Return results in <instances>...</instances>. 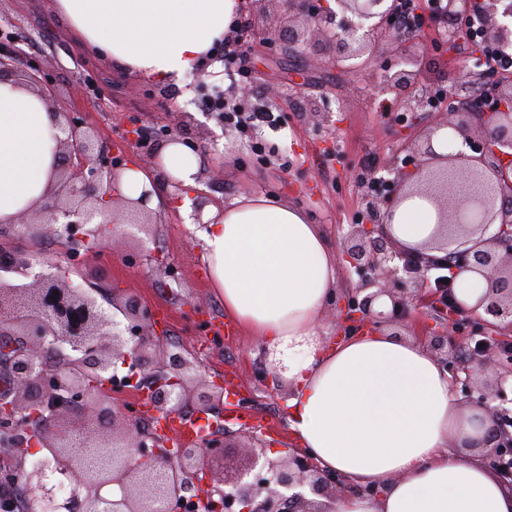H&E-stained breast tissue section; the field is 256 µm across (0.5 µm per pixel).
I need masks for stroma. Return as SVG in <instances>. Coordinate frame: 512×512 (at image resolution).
<instances>
[{"mask_svg":"<svg viewBox=\"0 0 512 512\" xmlns=\"http://www.w3.org/2000/svg\"><path fill=\"white\" fill-rule=\"evenodd\" d=\"M246 15L258 38L246 56L253 91L240 104L246 109L265 104L283 115L278 128L262 134L265 152L260 162L250 158L248 135L225 124L219 113L197 106L203 93L217 89L231 94L238 83L228 76L197 70L177 89L122 75L82 49L55 0H0V34L16 41L22 66L45 73L56 98L78 121L94 125L104 153L151 169L156 141L141 140L130 148L127 132L152 128L158 138L177 132L206 149L198 182L206 206L220 208L249 193L280 198L304 211L320 226L336 257V288L318 323L319 332L335 342L346 336L336 325V311L361 284L360 273L345 257L344 235L355 214L366 209L362 160L370 157L378 165L391 162L406 169L422 131L470 105L469 94L482 78V66L462 29L450 33L439 25L427 30L424 41L407 38L409 53L427 52L413 95L426 100L439 88L449 91L444 107L410 112L379 86L384 67L395 66L394 58H379L370 69L350 74L336 63L328 45L284 56L271 44L285 23L279 4L248 0ZM461 68L468 78L450 87L448 74ZM275 88L283 91L282 99H273ZM390 103L395 106L391 112L386 109ZM150 220L159 260L127 257L100 243L76 252L59 246L45 258L79 270L83 287L98 286L107 296H131L153 307L163 313L166 329L194 348H211L210 357L200 361L207 379L234 384L253 423L266 427L271 448L298 447L288 424V387L262 382L264 357L257 340L210 307L218 293L209 284L197 245L198 224L188 223L172 207L151 212ZM161 283L170 285L169 296L155 293Z\"/></svg>","mask_w":512,"mask_h":512,"instance_id":"stroma-1","label":"stroma"}]
</instances>
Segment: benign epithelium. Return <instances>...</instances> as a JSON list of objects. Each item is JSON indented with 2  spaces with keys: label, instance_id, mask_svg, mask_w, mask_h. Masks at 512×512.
I'll list each match as a JSON object with an SVG mask.
<instances>
[{
  "label": "benign epithelium",
  "instance_id": "benign-epithelium-1",
  "mask_svg": "<svg viewBox=\"0 0 512 512\" xmlns=\"http://www.w3.org/2000/svg\"><path fill=\"white\" fill-rule=\"evenodd\" d=\"M288 16L302 19V26L288 25L279 31L284 44L316 47L332 44L336 58L350 73L360 72L381 55L399 58L405 68L386 73V91L404 95L422 69L423 57L406 53L403 41L393 35L391 18L398 0H337L342 10L357 21L335 24L334 14L315 7L314 0H281ZM502 0H484L479 43L503 46L512 43V7L500 8ZM20 52L10 43L0 44V80L15 79L9 67ZM23 83L46 100L54 90L42 71L24 73ZM512 83L499 80L491 100L478 115L457 112L428 128L425 146L414 151L413 169L419 174L414 186L400 179L393 165L384 170L383 181L399 200L422 188L433 191L438 223L448 234L435 244L402 248L385 230L376 237L353 243L349 255L356 270L368 272L365 285L376 290L349 302L337 318L349 328H381L404 320L409 306L430 301L456 323L465 306L454 295L443 304L434 292L432 272L444 256L457 259L452 277L463 272L481 274L485 293L476 307L484 328L496 333L494 341L472 352L460 366L464 394L478 393L489 426L479 445L490 449V461L503 478H512L505 460L512 457V437L501 422L505 412L493 406L501 399L504 384L512 379ZM58 118V149L61 164L56 174L51 203L39 214L21 216L14 228L24 234H54L82 242L105 238L115 251L131 254L128 236L113 226L115 201L122 165L105 161L94 131L64 108L51 107ZM462 140L468 151L440 155L432 147L441 130ZM24 265V278L0 276V378L8 390L0 395V433L12 438L14 456L4 468L30 490V512H175L191 494L197 510L220 501L223 512H331L336 496L349 492L344 478L321 468L308 453L291 448L276 460L264 449L249 447L248 462L231 482H220L203 473L199 462L224 457V426L210 423L208 415L224 401V386L203 378L189 349L168 345L156 327L160 315L128 297L112 301L106 312L92 293L74 288L61 270L40 256L23 262L15 252L0 249V269ZM382 297L391 302L390 314L375 310ZM437 353L455 356L458 337L442 333L431 337ZM67 348L71 355L58 364L43 363L47 346ZM499 366L503 374L492 385L474 384V373ZM129 370L147 384L144 404L156 418H177L187 411L203 425H212L209 435H198L174 453L162 450L163 435L144 434L132 414L120 423L108 416L105 404L112 388H95L96 380L119 370ZM82 408L96 414L97 434L74 441L62 422H75L74 411ZM41 415L46 425L38 443L48 449L51 460L28 463L22 443L23 421ZM72 481L77 494L57 497L51 478ZM116 485L120 494L108 498L103 487Z\"/></svg>",
  "mask_w": 512,
  "mask_h": 512
}]
</instances>
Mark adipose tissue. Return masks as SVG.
Returning <instances> with one entry per match:
<instances>
[{"mask_svg": "<svg viewBox=\"0 0 512 512\" xmlns=\"http://www.w3.org/2000/svg\"><path fill=\"white\" fill-rule=\"evenodd\" d=\"M77 37L113 67L179 87L231 35L243 0H56ZM57 119L41 97L0 81V224L51 198L59 163ZM164 170L196 187L197 155L179 143L162 152ZM434 203L404 199L391 230L404 245L430 239ZM211 284L225 313L259 343L292 390L290 428L351 493L334 512H512V488L478 457V415L464 416L448 375L419 341L373 331L328 344L317 329L336 285V261L318 225L288 203L242 195L198 230ZM372 484L380 495L355 494Z\"/></svg>", "mask_w": 512, "mask_h": 512, "instance_id": "1", "label": "adipose tissue"}]
</instances>
